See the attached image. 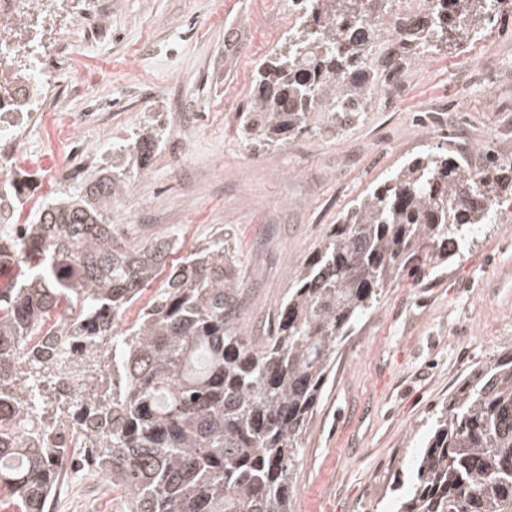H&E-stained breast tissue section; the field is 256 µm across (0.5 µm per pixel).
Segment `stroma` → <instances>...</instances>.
<instances>
[{
    "label": "stroma",
    "mask_w": 512,
    "mask_h": 512,
    "mask_svg": "<svg viewBox=\"0 0 512 512\" xmlns=\"http://www.w3.org/2000/svg\"><path fill=\"white\" fill-rule=\"evenodd\" d=\"M90 0L72 15L47 115L13 156L22 201L82 187L91 156L111 157L148 123L163 129L148 175L131 180L112 221L128 238L178 239L179 264L230 229L244 273L242 328L272 331L301 259L330 224L406 158L442 147L468 171L512 162V10L455 49L429 52L398 75L395 100L377 95L364 118L253 151L239 119L256 67L287 29L285 0H112L105 35L83 38ZM108 103L100 126L72 136L86 92ZM64 169L63 180L50 178ZM512 201L479 225L447 264L402 276L336 354L307 425L294 512H396L430 421L459 379L512 348ZM103 476L69 470L58 512H120L122 499L84 498Z\"/></svg>",
    "instance_id": "obj_1"
}]
</instances>
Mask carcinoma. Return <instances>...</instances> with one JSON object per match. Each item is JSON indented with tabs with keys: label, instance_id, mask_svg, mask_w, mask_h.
Returning a JSON list of instances; mask_svg holds the SVG:
<instances>
[{
	"label": "carcinoma",
	"instance_id": "cac0c4a2",
	"mask_svg": "<svg viewBox=\"0 0 512 512\" xmlns=\"http://www.w3.org/2000/svg\"><path fill=\"white\" fill-rule=\"evenodd\" d=\"M500 2L418 0L421 21L407 29L394 0H287L302 24L260 65L243 138L261 149L338 131L403 65L464 44ZM373 4L380 21L366 27ZM162 136L146 125L78 192L31 224L0 227V267L28 271L0 290V490L17 512H45L72 465L52 434L78 408L42 390L64 360L34 342L53 319L85 342L84 460L124 491L123 512H292L304 435L339 347L405 271L445 263L450 245L491 223L488 205L512 185V162L470 174L446 150L423 151L330 225L272 334L257 340L240 327L243 274L224 230L170 267L137 322L118 331L170 243L128 242L112 199L127 172L149 173ZM397 512H512V349L443 401Z\"/></svg>",
	"mask_w": 512,
	"mask_h": 512
}]
</instances>
